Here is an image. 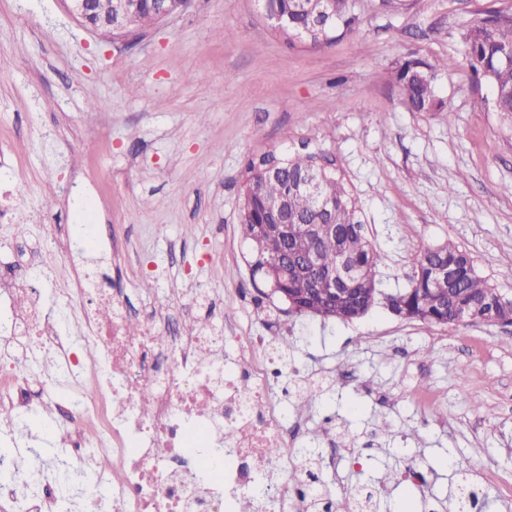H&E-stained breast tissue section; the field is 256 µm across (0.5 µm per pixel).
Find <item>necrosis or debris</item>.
Wrapping results in <instances>:
<instances>
[{
  "mask_svg": "<svg viewBox=\"0 0 512 512\" xmlns=\"http://www.w3.org/2000/svg\"><path fill=\"white\" fill-rule=\"evenodd\" d=\"M58 257L72 278L49 303L38 285L54 281L53 265L23 272L0 262V304L11 307L0 316V417L13 421L66 380L69 396L50 415L67 465L86 479L82 512H100L107 497L116 512H256L253 492L264 482L276 486L277 502L289 512H327L316 477L294 472L300 423L288 422L266 392L280 373L268 337L241 335L225 321L220 297L207 303L208 316L224 324L217 332L163 306L136 317L111 274H89L64 243ZM101 307L110 318H97ZM63 318L83 332L59 333ZM136 318L142 331L132 339L125 327ZM35 348L52 356L50 372L35 371ZM89 348L95 360L85 358ZM272 448L277 464L261 473L257 463ZM0 473V512L14 503L26 504L27 512H55L54 486L31 499L28 469L8 462Z\"/></svg>",
  "mask_w": 512,
  "mask_h": 512,
  "instance_id": "1",
  "label": "necrosis or debris"
}]
</instances>
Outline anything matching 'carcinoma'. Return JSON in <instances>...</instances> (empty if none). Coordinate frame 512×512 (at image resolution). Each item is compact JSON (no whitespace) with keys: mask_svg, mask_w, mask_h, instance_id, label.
Instances as JSON below:
<instances>
[{"mask_svg":"<svg viewBox=\"0 0 512 512\" xmlns=\"http://www.w3.org/2000/svg\"><path fill=\"white\" fill-rule=\"evenodd\" d=\"M305 0H269L266 8L273 9L288 17V30L285 35L310 42L314 46L330 44L336 40V31L355 30L359 25V15L355 12V0H334L331 19L323 28L311 26L306 11ZM130 20L138 27L157 21V11L150 3L137 4L131 9ZM464 55L470 63L475 77L491 85L494 111L505 117H512V61L505 60L506 52L512 51V12L491 9L476 14L469 20L463 33ZM450 66L448 61L430 62L413 57L397 67L393 78L405 104L416 112L431 109L441 110L445 103L438 97L436 80L441 71ZM314 162L312 152H294L285 155V165L278 175L271 176L250 161L243 187L241 224L245 239L251 246L252 258L274 257L281 251L278 240L259 234L255 224L260 219L262 197H275L285 192V187L299 183ZM322 195L335 205L332 222L336 224V234H323L313 241H300V250L314 249L320 260V270L337 267L343 259L359 274L358 291L342 300H322L309 297L312 280L294 278L288 282L291 292L305 298L307 309L323 317L352 321L372 308L381 290L378 288L377 274L384 256L373 249L363 232V224L358 218L356 202L342 178L328 168L320 183ZM288 215L306 224H324L327 218L322 215L314 200L298 190L288 191ZM446 264L459 274L456 286L448 291H440L431 284L434 267ZM492 285L481 276L472 258L455 243L424 249L418 258L417 270L411 285L396 293L385 295L387 306L398 316L424 324L436 325V318L448 316L447 324H455L453 314L461 313L468 319L492 322L512 317V305L500 310L497 316L490 315L488 307L493 298Z\"/></svg>","mask_w":512,"mask_h":512,"instance_id":"1","label":"carcinoma"}]
</instances>
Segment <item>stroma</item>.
<instances>
[{
	"label": "stroma",
	"mask_w": 512,
	"mask_h": 512,
	"mask_svg": "<svg viewBox=\"0 0 512 512\" xmlns=\"http://www.w3.org/2000/svg\"><path fill=\"white\" fill-rule=\"evenodd\" d=\"M512 0H357L360 30L321 48L286 44L258 0H188L137 33L109 34L65 0H0V190L16 212L0 242L41 243L64 225L87 271L122 252L113 286L135 304L224 298L250 336L292 343L269 396L327 453V432L360 447L320 481L334 502L380 491L379 512H457L454 462L466 459L481 512H512V324L432 326L377 301L344 322L299 316L256 287L240 223L249 159L280 148L331 154L385 254L381 289L408 288L420 252L455 242L512 296V119L462 60L480 10ZM455 60L439 77V112H415L392 80L410 56ZM321 379L313 399L290 383ZM62 458L57 427L0 447ZM418 462L426 486L394 480Z\"/></svg>",
	"instance_id": "obj_1"
}]
</instances>
